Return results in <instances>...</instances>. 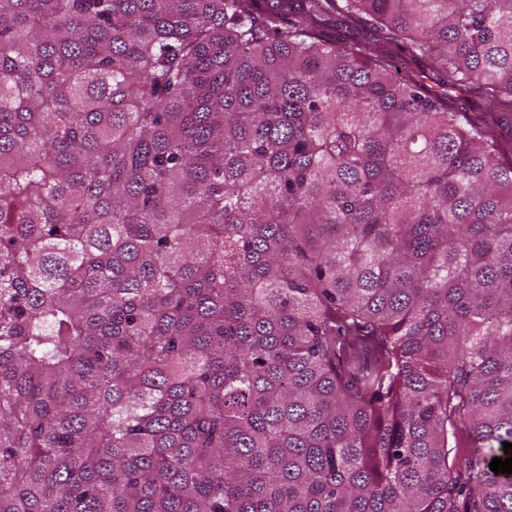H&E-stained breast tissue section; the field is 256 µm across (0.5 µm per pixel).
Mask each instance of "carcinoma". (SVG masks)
I'll list each match as a JSON object with an SVG mask.
<instances>
[{"label": "carcinoma", "instance_id": "1", "mask_svg": "<svg viewBox=\"0 0 512 512\" xmlns=\"http://www.w3.org/2000/svg\"><path fill=\"white\" fill-rule=\"evenodd\" d=\"M470 85L512 0H0V512H512Z\"/></svg>", "mask_w": 512, "mask_h": 512}]
</instances>
